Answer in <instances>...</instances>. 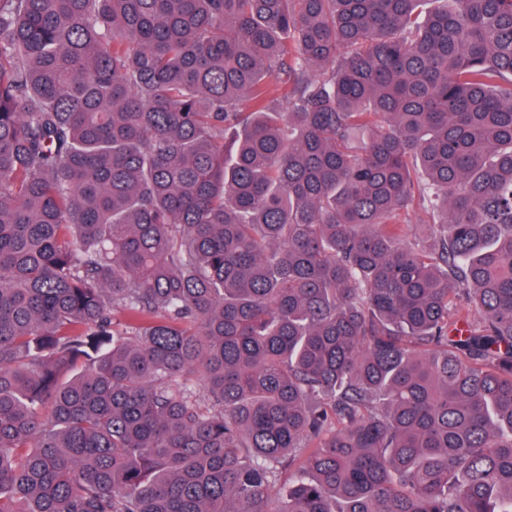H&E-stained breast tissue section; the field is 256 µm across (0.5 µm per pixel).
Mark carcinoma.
I'll return each mask as SVG.
<instances>
[{
    "label": "carcinoma",
    "instance_id": "cac0c4a2",
    "mask_svg": "<svg viewBox=\"0 0 512 512\" xmlns=\"http://www.w3.org/2000/svg\"><path fill=\"white\" fill-rule=\"evenodd\" d=\"M0 512H512V0H0Z\"/></svg>",
    "mask_w": 512,
    "mask_h": 512
}]
</instances>
